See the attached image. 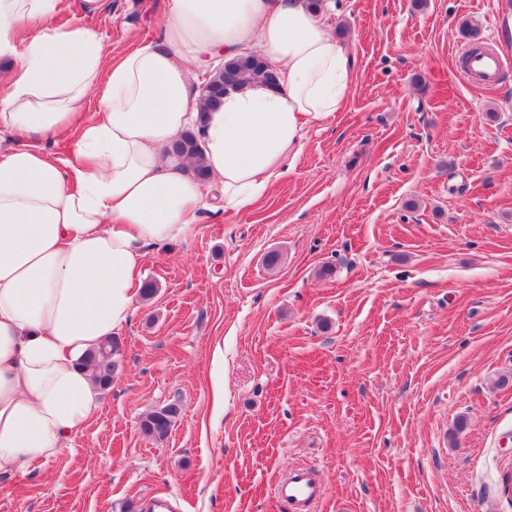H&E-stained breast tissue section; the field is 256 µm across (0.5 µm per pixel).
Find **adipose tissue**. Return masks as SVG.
Wrapping results in <instances>:
<instances>
[{
    "label": "adipose tissue",
    "mask_w": 512,
    "mask_h": 512,
    "mask_svg": "<svg viewBox=\"0 0 512 512\" xmlns=\"http://www.w3.org/2000/svg\"><path fill=\"white\" fill-rule=\"evenodd\" d=\"M62 3L0 0V59L17 61L0 96V134L16 138L0 145V476L55 459L95 414L87 357L128 324L147 247L194 235L212 189L237 213L266 196L354 80L331 0H169L162 38L116 57L54 26ZM27 22L42 29L23 44ZM247 50L278 87L245 84L199 114L197 74ZM93 99L98 120L80 124ZM74 125L71 159L42 146ZM188 130L208 181L168 153Z\"/></svg>",
    "instance_id": "adipose-tissue-1"
}]
</instances>
